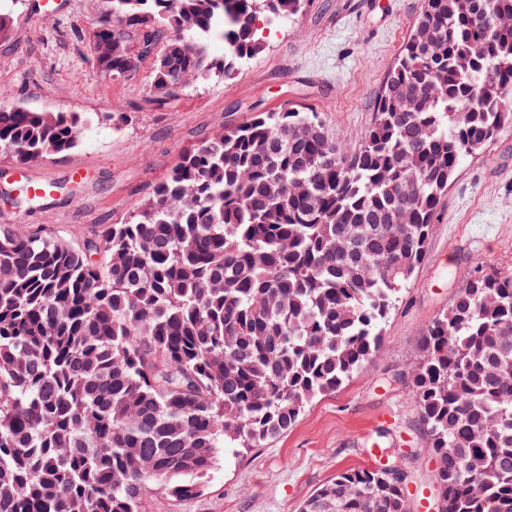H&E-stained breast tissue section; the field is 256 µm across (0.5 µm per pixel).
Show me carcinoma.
<instances>
[{
	"instance_id": "cac0c4a2",
	"label": "carcinoma",
	"mask_w": 512,
	"mask_h": 512,
	"mask_svg": "<svg viewBox=\"0 0 512 512\" xmlns=\"http://www.w3.org/2000/svg\"><path fill=\"white\" fill-rule=\"evenodd\" d=\"M304 0H110L98 39L153 92L229 79L260 18ZM512 0H424L357 151L307 107L187 148L128 221L81 246L0 225V512H145L204 490L219 454L291 428L381 345L461 162L512 120ZM218 38L214 59L207 40ZM479 40L469 68L460 50ZM70 112L0 107L20 167L76 147ZM412 399L439 459L438 512H512V272L477 270L421 338ZM300 512H407L402 481L352 468Z\"/></svg>"
}]
</instances>
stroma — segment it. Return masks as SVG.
<instances>
[{"label":"stroma","mask_w":512,"mask_h":512,"mask_svg":"<svg viewBox=\"0 0 512 512\" xmlns=\"http://www.w3.org/2000/svg\"><path fill=\"white\" fill-rule=\"evenodd\" d=\"M12 9V32L0 41V106L74 112L89 124L76 148L33 167H16L0 153V190L12 179L66 183L71 167L86 169L76 194L49 206L19 207L0 194V224L20 233L43 225L81 244L125 223L189 145L258 113L309 105L326 134L354 151L423 0H305L294 18L264 29L262 52L231 79L190 81L160 107L149 100L151 60L115 76L93 58L107 0H63L47 20L38 0H14ZM489 267L512 270V123L460 164L427 255L383 323L371 359L288 431L218 463L201 495L157 493L147 512H298L337 474L370 466L374 444L400 453L408 512H421L424 499L437 506V460L411 398L412 370L424 330L470 274ZM386 410L393 413L388 424L378 420Z\"/></svg>","instance_id":"35a3bbf8"}]
</instances>
